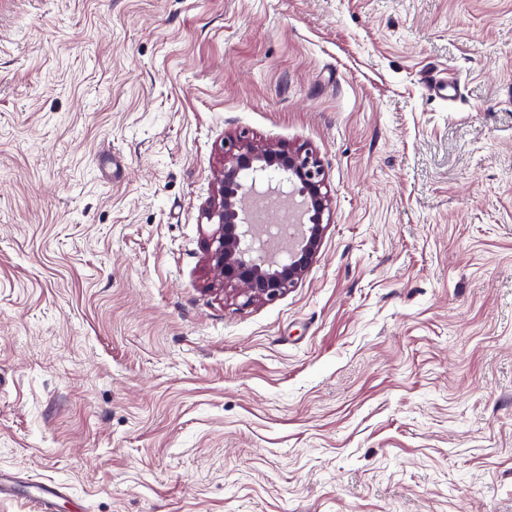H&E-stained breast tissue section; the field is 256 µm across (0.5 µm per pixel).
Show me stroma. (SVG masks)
<instances>
[{
	"mask_svg": "<svg viewBox=\"0 0 512 512\" xmlns=\"http://www.w3.org/2000/svg\"><path fill=\"white\" fill-rule=\"evenodd\" d=\"M235 131L332 197L248 307L200 229ZM0 471V512H512V0H0ZM38 493L32 500L36 512H53L56 500L65 495L63 488L57 484H46Z\"/></svg>",
	"mask_w": 512,
	"mask_h": 512,
	"instance_id": "stroma-1",
	"label": "stroma"
}]
</instances>
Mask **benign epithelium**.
<instances>
[{"label":"benign epithelium","instance_id":"7a95c632","mask_svg":"<svg viewBox=\"0 0 512 512\" xmlns=\"http://www.w3.org/2000/svg\"><path fill=\"white\" fill-rule=\"evenodd\" d=\"M252 179L279 173L295 185L305 208L306 224L289 245L288 258L272 262L251 256L245 237L260 238L253 210L246 206L256 191ZM332 201L326 192L325 169L316 153L304 146L255 141L247 133L224 135V168L203 218L212 230L205 232L208 263L219 291L232 290L242 306L269 303L285 295L307 276L316 261L330 224Z\"/></svg>","mask_w":512,"mask_h":512}]
</instances>
